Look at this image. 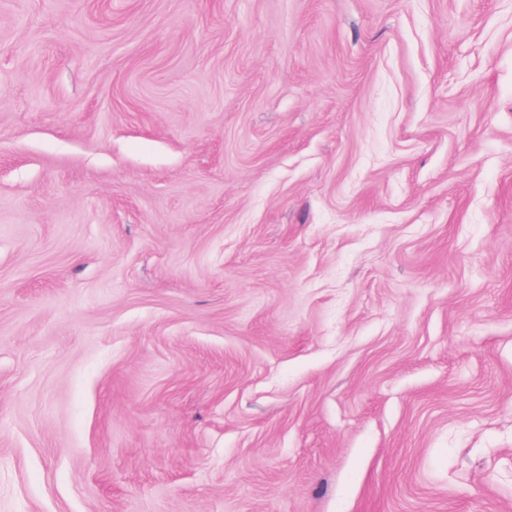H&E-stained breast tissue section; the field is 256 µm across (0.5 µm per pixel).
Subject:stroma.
I'll list each match as a JSON object with an SVG mask.
<instances>
[{
    "mask_svg": "<svg viewBox=\"0 0 512 512\" xmlns=\"http://www.w3.org/2000/svg\"><path fill=\"white\" fill-rule=\"evenodd\" d=\"M0 512H512V0H0Z\"/></svg>",
    "mask_w": 512,
    "mask_h": 512,
    "instance_id": "1",
    "label": "stroma"
}]
</instances>
